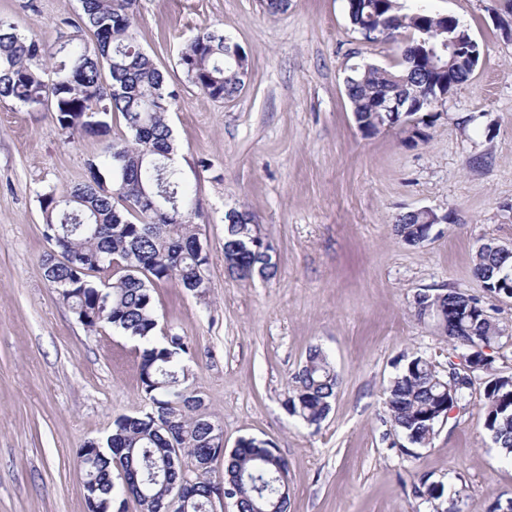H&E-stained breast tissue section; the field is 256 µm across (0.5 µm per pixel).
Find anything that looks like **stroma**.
<instances>
[{"instance_id": "obj_1", "label": "stroma", "mask_w": 512, "mask_h": 512, "mask_svg": "<svg viewBox=\"0 0 512 512\" xmlns=\"http://www.w3.org/2000/svg\"><path fill=\"white\" fill-rule=\"evenodd\" d=\"M484 46L471 79L412 142L396 128L364 134L345 89L352 65L392 64L388 44L354 32L346 0H289L268 16L260 0H138L136 42L177 93L168 120L186 184L199 203L209 264L203 293L155 289L161 327L187 336L189 383L224 432L272 443L288 461L289 512H489L512 495V458L483 428V386L409 455L385 421L384 389L401 355L439 373L463 367L417 293L453 289L478 299L504 332L494 373L512 376V299L487 294L472 272L478 247L512 242V10L506 0H425ZM78 0H0V18L55 52ZM211 25L249 57L243 89L213 100L178 59ZM107 136L69 135L50 111L0 101V512H88L76 451L115 418L148 407L139 343L88 330L44 277L39 196L112 163ZM485 165H476L477 157ZM246 208L272 246L274 278L241 280L224 264V215ZM443 215L412 246L399 215ZM330 356L339 384L320 427L284 406L309 346ZM440 483L443 498L417 495Z\"/></svg>"}]
</instances>
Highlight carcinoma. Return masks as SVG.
<instances>
[{
	"mask_svg": "<svg viewBox=\"0 0 512 512\" xmlns=\"http://www.w3.org/2000/svg\"><path fill=\"white\" fill-rule=\"evenodd\" d=\"M79 3V22L63 19L73 31L54 62L15 23L0 19V99L31 111L47 109L71 134L106 135L109 116L122 120L125 128L106 147L117 174L112 184L91 162L88 181L40 195L45 238L54 242L55 235L63 237L55 242L57 252L99 259L96 266L68 265L49 253L43 258L45 279L88 329L110 328L141 344L140 389L149 410L116 418L106 439L88 441L77 451L88 508L106 512L118 466L126 476L122 494L136 500L141 512H210L211 495L229 483L238 512H288L290 497H282L288 462L267 441L240 438L228 452L224 475L206 477V463L225 450L214 422L200 412L202 398L188 384L182 357L190 354V341L172 330L157 335L153 296L157 286L167 283L201 292L209 263L198 225L169 218L175 205L183 213L199 206L171 158L167 112L173 94L163 71L135 43L137 0ZM358 4L349 17L354 31L372 42L385 33L400 50L393 66L372 64L350 74L347 92L356 123L377 132L373 101L400 92L418 102L433 78L428 53L448 40V27L437 14L404 11L399 0ZM226 40L222 31L205 26L179 56L188 81L214 100L237 94L249 70L248 56H232ZM224 219V263L231 274L273 278L276 264L270 248L256 237L253 225L228 212ZM396 232L405 243L418 245L431 228L424 217L408 213L399 219ZM473 265L488 293L501 296L512 287L511 255L480 248ZM413 311L420 320L435 319L451 341L468 351L467 370L451 366L444 376L421 354L402 356L385 389L393 430L412 448L428 447L443 415L460 405L485 373L483 426L503 455L512 457V376L489 373L486 353L502 337L501 329L479 300L451 289L444 298L416 294ZM337 386L328 355L319 346L309 347L285 400L288 414L320 426L332 409ZM183 453L203 468L177 499L171 488L187 478L181 469Z\"/></svg>",
	"mask_w": 512,
	"mask_h": 512,
	"instance_id": "1",
	"label": "carcinoma"
}]
</instances>
